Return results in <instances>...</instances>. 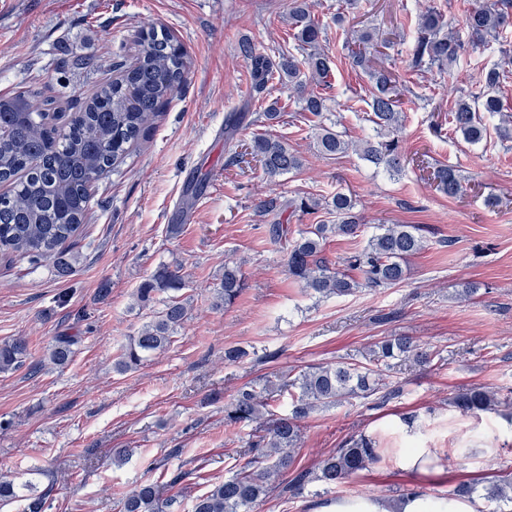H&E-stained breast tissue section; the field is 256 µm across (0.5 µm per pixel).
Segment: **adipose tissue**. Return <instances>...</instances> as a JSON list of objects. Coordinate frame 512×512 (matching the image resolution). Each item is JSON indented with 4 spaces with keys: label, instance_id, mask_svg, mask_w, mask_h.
Returning <instances> with one entry per match:
<instances>
[{
    "label": "adipose tissue",
    "instance_id": "1",
    "mask_svg": "<svg viewBox=\"0 0 512 512\" xmlns=\"http://www.w3.org/2000/svg\"><path fill=\"white\" fill-rule=\"evenodd\" d=\"M407 446L401 449L398 466L414 481L442 482L448 475V459L432 448L414 446L413 430L404 433ZM478 499H447L442 496L409 495L390 505L373 496L343 498L329 501L321 512H480Z\"/></svg>",
    "mask_w": 512,
    "mask_h": 512
}]
</instances>
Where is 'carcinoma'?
<instances>
[{
	"label": "carcinoma",
	"mask_w": 512,
	"mask_h": 512,
	"mask_svg": "<svg viewBox=\"0 0 512 512\" xmlns=\"http://www.w3.org/2000/svg\"><path fill=\"white\" fill-rule=\"evenodd\" d=\"M360 7L361 0H338L336 24H343ZM511 25L512 0H473L459 26L449 23L440 8L430 7L416 17V36L406 50L407 71L419 78L432 71L451 76L471 53L500 41ZM288 27L294 39L291 50H279L272 56L250 42L239 45L252 66L256 92H264L274 82L288 88L300 110L318 118L313 130L319 153L342 157L353 152L378 172L401 175L406 156L398 137L404 121L400 91L393 72L373 61L378 48H391L394 42L382 39L375 27L355 30L348 40L352 64L371 85L368 120L376 129V138L353 141L319 122L330 110L325 90L331 87L336 63L324 48L326 27L312 12L309 0H289ZM500 53L497 63L477 71L476 90L457 98L448 110L449 132L460 135L467 144L486 140L488 120L495 116L500 118L496 126L499 139L512 140V115L504 92L512 80V47ZM191 66L183 46L164 29L153 27L138 37L131 63L111 68L119 77H102L77 113L60 125L53 122L59 101L45 108L37 102L39 92L33 88L1 98L0 127L5 134L0 137V184L10 186V190L0 194V254L18 255L33 265L47 262L57 274H68L77 260L71 245L87 219L93 188L124 161L160 116L161 107L181 93ZM16 101L25 104L24 111L11 110ZM281 110L273 99L255 113V122L271 123L280 118ZM243 118L241 112L224 117V143L236 140ZM248 149L270 178L303 167V157L279 137L257 134ZM433 176L448 197L463 193L456 167L441 164ZM257 208L269 219L272 242L286 250L288 275L322 298L390 288L405 279L409 258L425 247L417 226L381 224L362 249L343 259L345 269L341 270L332 266L324 250L332 236L355 237L361 232L363 217L350 195L338 192L330 200L308 195L286 203L268 196ZM286 209L292 217L323 209L333 215L335 223L307 224L290 239L288 225L280 222ZM245 287L239 267L224 264V273L213 288V308L232 305ZM183 288L179 268L168 264L159 265L136 288V305L147 307L159 301L162 307L122 349L113 364L116 372L135 370L148 354L171 345L190 310L188 299L178 295ZM76 342L74 336L56 337L48 354L50 363L67 365ZM27 352L28 342L23 337L1 340L0 372L18 368ZM395 360L430 365L443 357L437 351L417 347L405 336H395L375 344L363 365L341 362L309 366L294 375H277L238 389L224 405V426L236 429L260 420L264 424L249 438L250 458L224 482L196 496L191 512H248L282 473L295 466L300 422L319 407L336 406L355 397L378 394L384 401L390 399L391 392L381 389ZM285 395L290 398V409L279 415L277 402ZM511 403V399H501L486 388L468 389L453 399L454 407L466 414L495 411ZM384 460L379 441L359 434L327 455L318 471L300 470L293 481L299 488L313 481L338 486ZM187 478L189 472L181 469L170 473L167 483L178 492L167 499L159 498L153 484L141 483L117 501L118 512H169ZM52 492L53 487L48 486L28 495L21 512H46ZM482 499L487 512H512V474L486 487Z\"/></svg>",
	"instance_id": "1"
}]
</instances>
